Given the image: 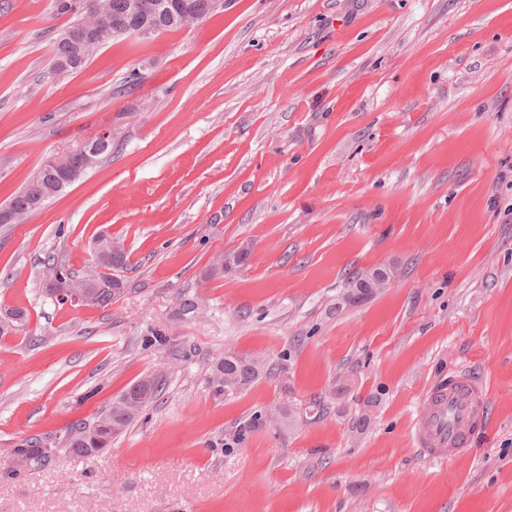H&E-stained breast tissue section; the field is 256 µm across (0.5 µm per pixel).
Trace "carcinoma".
<instances>
[{"label":"carcinoma","mask_w":512,"mask_h":512,"mask_svg":"<svg viewBox=\"0 0 512 512\" xmlns=\"http://www.w3.org/2000/svg\"><path fill=\"white\" fill-rule=\"evenodd\" d=\"M212 0H174L175 7H184L203 17L212 13ZM135 0H100L101 8L111 18L113 29L107 34L109 42L119 37L132 36L134 30L146 23L157 33L180 29L176 14L158 13L149 17L139 16L133 11ZM84 0H54L58 15L71 14L67 25L60 31L54 42L53 69L67 75L82 69L95 54L82 42L77 28ZM112 155V145L75 147L59 155L58 164H42L37 176L30 180L7 202L18 214H28L35 200H49L61 194L87 171L96 168ZM98 266L113 272L108 278L100 273L82 276L62 264L49 267L50 278L46 291L60 304L70 302L69 293L86 291V301L92 305L107 307L125 291L126 280L121 272L126 269L127 257L120 241L108 232L100 233L93 242ZM398 276L394 268L372 269L348 277L345 293L336 303V310L357 301L373 298L382 293L390 279ZM27 313L21 309H6L0 312V337L13 330H24ZM268 359L260 354H238L227 351L211 365L208 387L216 398H228L250 388L263 376L271 373ZM163 391L161 380L156 377L140 379L112 402L98 412L91 420H77L69 424L62 435L54 440L57 451L77 456L95 457L112 448V441L121 436L144 414L146 408L155 402ZM45 438L32 435L14 443L9 459L0 463V475L20 476L24 470L19 460L31 461L33 468L52 466L56 456L42 450Z\"/></svg>","instance_id":"obj_1"}]
</instances>
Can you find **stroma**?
I'll return each instance as SVG.
<instances>
[{
  "instance_id": "1",
  "label": "stroma",
  "mask_w": 512,
  "mask_h": 512,
  "mask_svg": "<svg viewBox=\"0 0 512 512\" xmlns=\"http://www.w3.org/2000/svg\"><path fill=\"white\" fill-rule=\"evenodd\" d=\"M66 22L0 0V204L112 130L107 160L0 227V311L29 316L0 338V458L143 376L163 392L109 452L0 477V512H512V0H229L58 76ZM104 230L124 295L57 304L48 258L96 273ZM383 265L390 288L337 309L349 273ZM185 298L200 311L180 319ZM154 331L171 344L146 347ZM228 350L274 372L217 400ZM461 368L490 424L432 461L421 399ZM280 403L287 433L250 427Z\"/></svg>"
}]
</instances>
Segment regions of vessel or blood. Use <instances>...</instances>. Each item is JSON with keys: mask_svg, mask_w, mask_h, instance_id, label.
<instances>
[{"mask_svg": "<svg viewBox=\"0 0 512 512\" xmlns=\"http://www.w3.org/2000/svg\"><path fill=\"white\" fill-rule=\"evenodd\" d=\"M490 388L468 372L450 376L425 391L414 424L423 456L434 461L464 454L472 437L489 424Z\"/></svg>", "mask_w": 512, "mask_h": 512, "instance_id": "obj_1", "label": "vessel or blood"}]
</instances>
